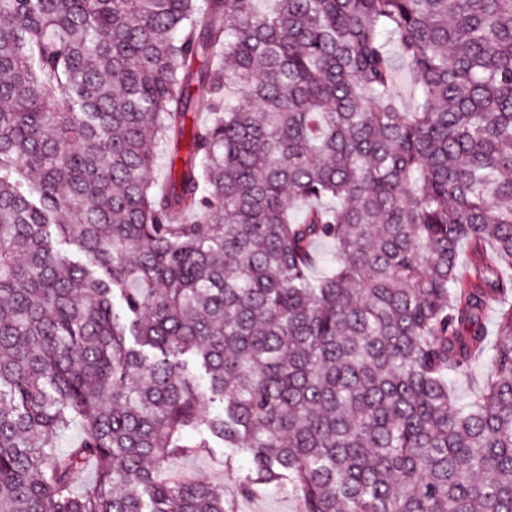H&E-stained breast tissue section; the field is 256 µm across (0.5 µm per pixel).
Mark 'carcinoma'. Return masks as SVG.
Returning a JSON list of instances; mask_svg holds the SVG:
<instances>
[{
	"instance_id": "cac0c4a2",
	"label": "carcinoma",
	"mask_w": 512,
	"mask_h": 512,
	"mask_svg": "<svg viewBox=\"0 0 512 512\" xmlns=\"http://www.w3.org/2000/svg\"><path fill=\"white\" fill-rule=\"evenodd\" d=\"M256 2L0 0V512H512V0ZM224 443L210 438V448L197 455L173 457L166 465L167 471L191 475L211 484L232 500L236 512H299L298 494L288 484L254 486L250 494L239 492L240 484L251 467L249 457L238 455L225 464Z\"/></svg>"
}]
</instances>
